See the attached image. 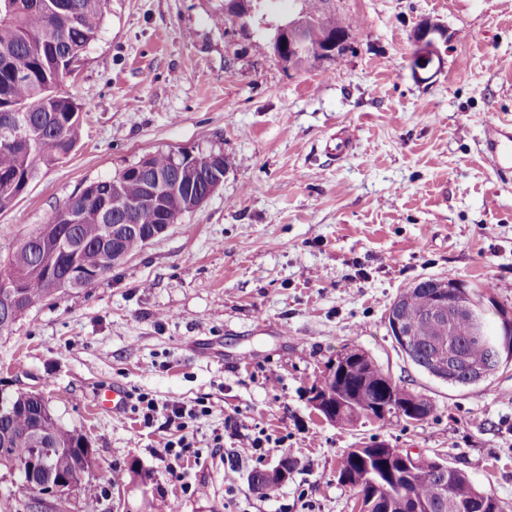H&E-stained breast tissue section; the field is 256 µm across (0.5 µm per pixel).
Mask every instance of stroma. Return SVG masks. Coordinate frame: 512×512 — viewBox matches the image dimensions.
Segmentation results:
<instances>
[{"instance_id": "1", "label": "stroma", "mask_w": 512, "mask_h": 512, "mask_svg": "<svg viewBox=\"0 0 512 512\" xmlns=\"http://www.w3.org/2000/svg\"><path fill=\"white\" fill-rule=\"evenodd\" d=\"M224 2L112 0L65 82L83 108L76 147L0 210V260L88 184L145 156L219 153L224 180L104 277L0 334V389L41 394L84 435L98 512H144L148 499L153 512H353L337 460L372 438L442 459L512 512V365L448 386L404 359L386 319L428 276L485 283L512 310V180L479 144L487 121L512 118V0H328L350 22L351 50L300 70L269 44L301 0L245 25L216 24ZM426 18L446 39L440 71L421 80L409 58ZM345 127L356 144L339 159L331 138ZM351 350L429 399L430 416L348 429L318 419L308 389ZM114 384L208 406L188 424L195 451L179 475L162 456L175 423L96 410ZM232 420L281 446L257 458ZM283 456L296 463L288 483L256 493L249 472ZM133 465L150 474L147 492L113 486Z\"/></svg>"}]
</instances>
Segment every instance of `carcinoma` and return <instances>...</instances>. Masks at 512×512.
Masks as SVG:
<instances>
[{"label":"carcinoma","mask_w":512,"mask_h":512,"mask_svg":"<svg viewBox=\"0 0 512 512\" xmlns=\"http://www.w3.org/2000/svg\"><path fill=\"white\" fill-rule=\"evenodd\" d=\"M112 0H0V109L19 106L34 132L41 140L38 150L27 152L0 146V209L12 203L6 189L16 180L33 177L40 164L58 162L55 149L76 145L79 136L81 107L70 96H46V85L63 83L67 69L59 66V58L73 57L86 51L96 39ZM307 19L306 38L313 48L322 47L327 35L337 37L333 60L341 63L347 52L348 22L328 12L326 0H302ZM206 154L158 152L149 160L147 174L152 178L176 175L181 184V197L170 198L167 216L183 214V203L191 193H198L214 177ZM126 198L137 200L146 192L148 180L122 173L114 176ZM112 179V180H114ZM112 180L97 182V194L67 202L58 209L48 227L51 239L60 242L43 255L28 254L21 245L0 273V281L19 284L24 293L22 303L10 300L0 288V334L9 330L30 308L52 296L58 289L50 287L49 267L59 276L72 272L79 275L78 287L89 286L112 270L128 256L144 246L143 237L133 231L112 233V213L102 214L104 202L112 201ZM83 210L85 220L73 224L69 214ZM158 214L152 208L141 207L126 215L129 224L157 223ZM435 289L423 279L403 289L397 296V306L409 336L402 351L424 372L432 370L436 356L435 340L442 337L437 327L424 317V311L435 300ZM450 345L461 356V367L453 374L451 386H472L484 383L494 375L496 364L490 346L472 338V325L462 317L453 323ZM344 377L318 378L312 388L331 394L343 391L346 402L336 412L332 423L353 427L369 421L368 412L388 404L392 399L403 400L421 408L419 420L427 418L432 404L426 397L392 383L387 374L362 352H351ZM39 456L42 464L35 470L28 463ZM94 454L82 439V434L66 428L47 402L27 393H5L0 403V472L17 478L23 500L20 507L30 510L40 504L43 487L58 477L82 475L75 485L82 498L83 512H98L99 499L90 495L95 486ZM338 467L356 477L348 485L357 491L363 504L378 489L370 481V470L349 454H342ZM251 480L264 484L265 493L281 486L275 472L257 470ZM406 489L409 496H391L386 512H472L470 503L477 490L459 469L438 471L429 462L411 465Z\"/></svg>","instance_id":"1"}]
</instances>
